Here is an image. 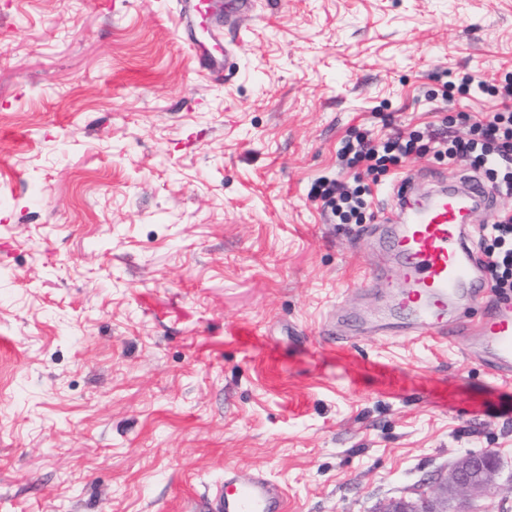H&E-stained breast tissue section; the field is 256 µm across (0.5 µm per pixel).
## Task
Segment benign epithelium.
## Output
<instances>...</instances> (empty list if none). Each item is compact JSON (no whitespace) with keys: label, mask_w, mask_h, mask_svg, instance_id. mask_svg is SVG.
Masks as SVG:
<instances>
[{"label":"benign epithelium","mask_w":512,"mask_h":512,"mask_svg":"<svg viewBox=\"0 0 512 512\" xmlns=\"http://www.w3.org/2000/svg\"><path fill=\"white\" fill-rule=\"evenodd\" d=\"M497 470L494 452H466L457 458L448 474L424 479V483L438 486L433 495L410 500L393 498L377 512H448L450 500L456 503L455 512H476L473 503L492 493Z\"/></svg>","instance_id":"1"}]
</instances>
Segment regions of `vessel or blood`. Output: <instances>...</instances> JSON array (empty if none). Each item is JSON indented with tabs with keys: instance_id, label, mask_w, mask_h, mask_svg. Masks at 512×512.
<instances>
[{
	"instance_id": "vessel-or-blood-1",
	"label": "vessel or blood",
	"mask_w": 512,
	"mask_h": 512,
	"mask_svg": "<svg viewBox=\"0 0 512 512\" xmlns=\"http://www.w3.org/2000/svg\"><path fill=\"white\" fill-rule=\"evenodd\" d=\"M252 0H180L179 39L189 45L210 76L224 71L232 45L224 28L233 15L246 14ZM400 210L397 221L382 228V240L394 257L402 287L394 310L402 314L403 333L432 335L439 341L467 336L492 375L512 380V298L496 299L475 324L456 317L465 303L490 286L472 244L473 205L485 190L471 180L467 190L416 193L411 180L393 188ZM202 512H287L281 487L264 472L241 477L225 468L224 482L201 504Z\"/></svg>"
}]
</instances>
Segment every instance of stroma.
<instances>
[{
  "label": "stroma",
  "instance_id": "obj_1",
  "mask_svg": "<svg viewBox=\"0 0 512 512\" xmlns=\"http://www.w3.org/2000/svg\"><path fill=\"white\" fill-rule=\"evenodd\" d=\"M176 0H0V512H197L265 471L287 512H377L491 450L512 512V382L464 341L368 322L399 278L308 191L344 138L490 112L426 96L512 69V0H255L221 80Z\"/></svg>",
  "mask_w": 512,
  "mask_h": 512
}]
</instances>
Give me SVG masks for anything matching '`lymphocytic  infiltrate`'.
I'll return each instance as SVG.
<instances>
[{
    "instance_id": "f902f5d3",
    "label": "lymphocytic infiltrate",
    "mask_w": 512,
    "mask_h": 512,
    "mask_svg": "<svg viewBox=\"0 0 512 512\" xmlns=\"http://www.w3.org/2000/svg\"><path fill=\"white\" fill-rule=\"evenodd\" d=\"M455 86L460 94L478 90L497 102L495 111L473 117L469 138H450L444 128L428 136L417 131L406 136L394 131L378 138L368 131L355 132L339 151L342 164L355 172V187L349 190L338 180L321 178L312 184L310 197L321 201L324 211L330 212L337 223H361L367 197L372 193L364 177L386 174L411 155L427 152L452 161L470 159L474 171L485 175L498 195L512 197V76L496 86L466 73L457 78ZM478 236L495 294L512 297V211L498 212L492 223L480 226Z\"/></svg>"
}]
</instances>
